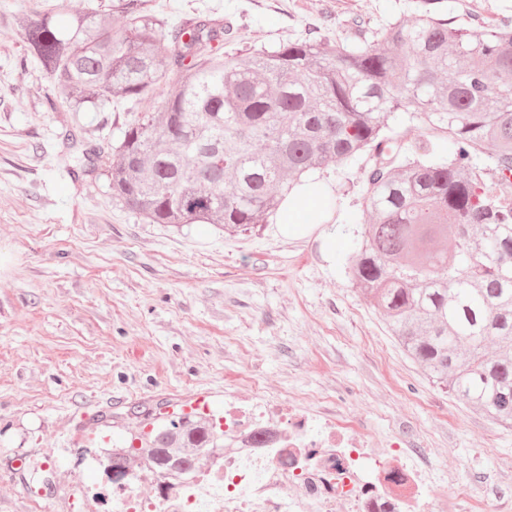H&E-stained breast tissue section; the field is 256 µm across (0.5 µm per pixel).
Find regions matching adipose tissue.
Listing matches in <instances>:
<instances>
[{"instance_id": "adipose-tissue-1", "label": "adipose tissue", "mask_w": 512, "mask_h": 512, "mask_svg": "<svg viewBox=\"0 0 512 512\" xmlns=\"http://www.w3.org/2000/svg\"><path fill=\"white\" fill-rule=\"evenodd\" d=\"M328 196L325 181L304 177L301 184L293 187L274 217L281 234L287 238L297 237L304 235L307 225L327 223L324 201Z\"/></svg>"}]
</instances>
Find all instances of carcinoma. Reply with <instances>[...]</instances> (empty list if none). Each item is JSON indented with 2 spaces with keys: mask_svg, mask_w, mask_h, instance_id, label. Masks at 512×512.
Segmentation results:
<instances>
[{
  "mask_svg": "<svg viewBox=\"0 0 512 512\" xmlns=\"http://www.w3.org/2000/svg\"><path fill=\"white\" fill-rule=\"evenodd\" d=\"M444 2L246 57L219 52L230 27L209 16L167 35L153 14L129 11L115 28L60 0L64 21L32 9L19 24L55 112L142 102L176 77L127 126L108 171L112 198L152 224L249 231L302 174L369 153L362 210L348 216L365 225L352 279L434 384L512 429V85L500 82L512 74V23L455 27ZM404 114L438 134L423 147L430 159L400 158ZM71 141L78 169L97 172L101 151ZM141 440L157 470L180 474L224 447V431L187 414Z\"/></svg>",
  "mask_w": 512,
  "mask_h": 512,
  "instance_id": "carcinoma-1",
  "label": "carcinoma"
}]
</instances>
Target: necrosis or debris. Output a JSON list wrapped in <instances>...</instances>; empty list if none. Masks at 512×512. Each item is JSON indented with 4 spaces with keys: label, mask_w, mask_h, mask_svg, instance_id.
I'll use <instances>...</instances> for the list:
<instances>
[{
    "label": "necrosis or debris",
    "mask_w": 512,
    "mask_h": 512,
    "mask_svg": "<svg viewBox=\"0 0 512 512\" xmlns=\"http://www.w3.org/2000/svg\"><path fill=\"white\" fill-rule=\"evenodd\" d=\"M268 399L261 387L224 404V452L193 475L158 477L148 459L131 485L112 492L115 512H443L419 450L377 453L358 423ZM158 477L155 493L141 485Z\"/></svg>",
    "instance_id": "obj_1"
}]
</instances>
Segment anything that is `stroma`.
I'll list each match as a JSON object with an SVG mask.
<instances>
[{
    "label": "stroma",
    "instance_id": "stroma-1",
    "mask_svg": "<svg viewBox=\"0 0 512 512\" xmlns=\"http://www.w3.org/2000/svg\"><path fill=\"white\" fill-rule=\"evenodd\" d=\"M178 26L208 15L235 30L224 51L333 38L376 28L411 0H69L121 25L128 2ZM58 0H0V512H112L102 437L127 438L145 413L170 414L259 383L279 400L323 394L376 448L424 449L433 495L467 486L512 512V430L433 384L348 275L362 227L370 161L318 171L336 201L304 237L265 223L151 224L116 204L106 175L73 178L67 132L104 164L150 107L113 99L95 112H52L51 82L27 50L18 16ZM481 30L512 19V0H448Z\"/></svg>",
    "mask_w": 512,
    "mask_h": 512
}]
</instances>
